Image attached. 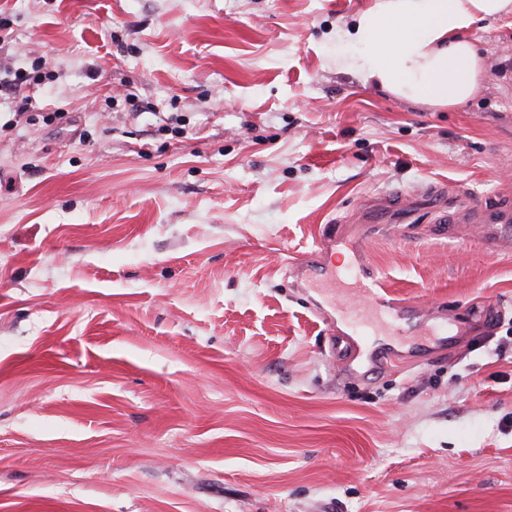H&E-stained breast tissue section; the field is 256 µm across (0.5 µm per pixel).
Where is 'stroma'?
<instances>
[{"instance_id": "35a3bbf8", "label": "stroma", "mask_w": 512, "mask_h": 512, "mask_svg": "<svg viewBox=\"0 0 512 512\" xmlns=\"http://www.w3.org/2000/svg\"><path fill=\"white\" fill-rule=\"evenodd\" d=\"M371 3L0 0V512H512V16L447 111ZM356 288L360 296L379 311L387 313L401 314L403 312L402 302L393 298L387 290L380 286L379 278L374 275L369 276L365 282L357 280Z\"/></svg>"}]
</instances>
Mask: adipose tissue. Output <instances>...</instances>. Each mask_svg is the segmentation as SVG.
<instances>
[{
    "mask_svg": "<svg viewBox=\"0 0 512 512\" xmlns=\"http://www.w3.org/2000/svg\"><path fill=\"white\" fill-rule=\"evenodd\" d=\"M508 14L512 0H374L340 35L344 62L399 99L453 109L477 94L486 68L464 32Z\"/></svg>",
    "mask_w": 512,
    "mask_h": 512,
    "instance_id": "1",
    "label": "adipose tissue"
}]
</instances>
